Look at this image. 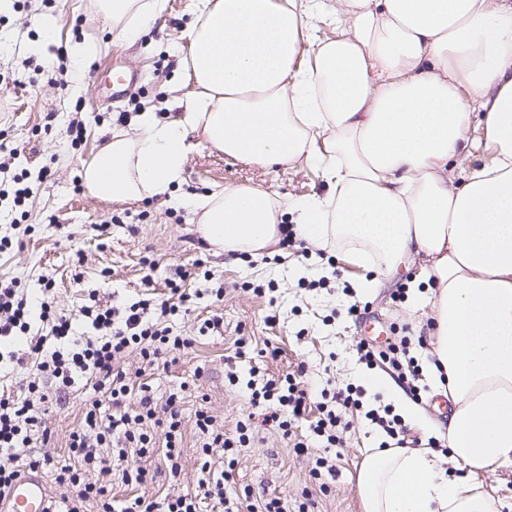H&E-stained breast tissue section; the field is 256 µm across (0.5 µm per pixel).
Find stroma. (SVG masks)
<instances>
[{
    "label": "stroma",
    "mask_w": 512,
    "mask_h": 512,
    "mask_svg": "<svg viewBox=\"0 0 512 512\" xmlns=\"http://www.w3.org/2000/svg\"><path fill=\"white\" fill-rule=\"evenodd\" d=\"M189 4L166 0L165 10L132 44L113 40L97 0H12L11 8L0 13V141L7 146L0 153V189L5 192L19 176L31 188L21 209L6 195L0 198V237L13 241L11 251L0 253V283L30 295L42 279H52L55 309L73 316V333L80 339L94 333L79 316L91 295L129 305L151 294L164 296L166 280L180 279L191 300L173 325L195 342L172 363L146 369L141 380L158 402L170 393L182 394L181 489H196L201 476L194 413L204 407L227 435H234L238 422L251 424L250 440L239 448L226 486L228 497L247 491L256 504L279 497L288 512H362L356 475L365 449L381 440L378 428L362 412L346 411L340 447L298 454L291 438L305 434L319 418L322 388L336 392L359 383L364 366L356 346L367 334L348 314L351 304L378 314L385 337L406 327L411 355L422 358L421 339L428 328L410 314L407 301L393 298L409 272L364 294L355 286L354 270L332 249L334 273L318 288L312 246L289 243L284 266L273 259L232 261L208 251L193 231L187 198L227 185L260 188L279 198L326 194L313 169L270 171L198 145L171 202L146 197L112 203L92 196L82 182L84 162L113 128L136 135L138 112L149 109L165 119L173 97L193 93V82L177 62L188 50ZM84 44L93 46V54L76 55L75 46ZM119 69L135 75L136 83L123 99L103 104L106 86ZM76 118L83 120L84 133L75 148L71 122ZM148 275L153 278L149 285L144 282ZM259 285L265 294H256ZM216 287L223 288V301L215 300ZM215 311L224 317L223 328L199 335V326ZM289 374L301 376L313 398L304 420L287 437L263 426L247 383ZM97 395L93 381L83 378L62 394L47 421L52 432L47 450L57 459L69 458V434L84 402ZM146 464L157 472L146 487L106 476L116 512L131 498L153 500L167 493L170 481L160 456Z\"/></svg>",
    "instance_id": "obj_1"
}]
</instances>
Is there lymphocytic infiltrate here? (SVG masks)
Returning <instances> with one entry per match:
<instances>
[{
  "label": "lymphocytic infiltrate",
  "instance_id": "lymphocytic-infiltrate-1",
  "mask_svg": "<svg viewBox=\"0 0 512 512\" xmlns=\"http://www.w3.org/2000/svg\"><path fill=\"white\" fill-rule=\"evenodd\" d=\"M169 296L157 301L142 299L128 306L92 304L81 308L80 315L88 319L95 336L70 343L71 316L52 312L49 301L35 302L19 294L16 288L0 286V342L23 341V349L10 352L9 360L21 367L35 363L40 376L26 385V395L18 399L0 393V501L5 500L13 482L24 467L52 468L61 489L49 502L51 512H89L97 505L98 512H113L108 487L99 482V475L111 474L120 467L124 482L142 485L151 481L146 467L130 464L129 452L138 457L150 456L155 448L151 429L160 426L164 435V461L172 479H179L183 422L179 409L180 397L170 394L164 407H157L147 385H135L131 373L121 365L130 352H139L143 363L155 365L162 356L188 349L192 337L174 334L166 320L179 313L190 300L176 282H169ZM49 322L50 336L31 333L33 319ZM359 361L366 366L389 363L410 392H418L419 371L409 354V340L400 337L386 348L359 343ZM94 378L100 398L86 402L82 421L69 435L73 463H61L50 454L21 459L23 449L32 447L36 429L44 427L50 411L53 391L71 388L76 378ZM310 395L296 379H269L253 387L251 402L263 413L264 424L290 434L295 422L303 418ZM332 408L324 409L320 418L310 424L306 435L294 444L296 453L316 443L334 447L340 438L336 429L341 417L336 406L364 410L359 392L338 391L331 397ZM365 416L377 425L384 437V447H403L406 428L391 409L364 410ZM196 429L207 441L201 447L202 478L195 492L166 493L156 500L134 498L122 512H198L203 500L223 501L224 484L229 481L230 467L236 462L238 448L249 440L246 423H238L235 436L224 434V426L207 409L195 413ZM121 439V448H113V439ZM112 451L111 458L101 456V449ZM220 448L229 464L228 469L214 468L209 458L212 449Z\"/></svg>",
  "mask_w": 512,
  "mask_h": 512
}]
</instances>
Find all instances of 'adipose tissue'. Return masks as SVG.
<instances>
[{
	"label": "adipose tissue",
	"instance_id": "obj_1",
	"mask_svg": "<svg viewBox=\"0 0 512 512\" xmlns=\"http://www.w3.org/2000/svg\"><path fill=\"white\" fill-rule=\"evenodd\" d=\"M98 8L130 43L163 0ZM189 15L181 66L195 91L171 121L144 112L136 136L113 130L82 167L85 188L116 203L168 195L194 135L268 170H319L323 196L198 197L201 243L258 260L289 215L296 239L339 248L361 288L418 264L407 286L412 309H429L425 368L453 412L432 421L361 374L444 445L371 449L362 510L498 512L480 478L512 467V0H191Z\"/></svg>",
	"mask_w": 512,
	"mask_h": 512
}]
</instances>
